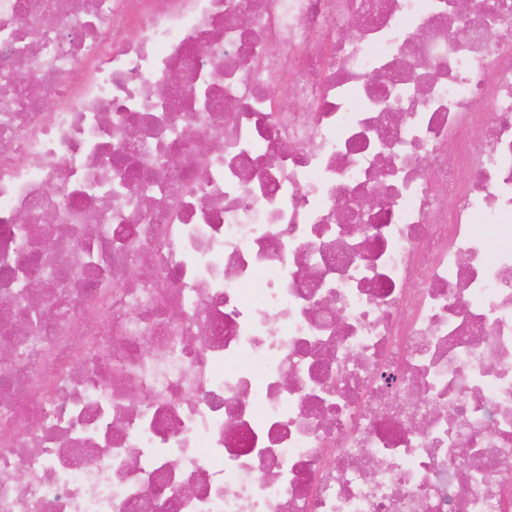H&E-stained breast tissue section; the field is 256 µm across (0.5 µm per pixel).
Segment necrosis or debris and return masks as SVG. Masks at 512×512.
Returning <instances> with one entry per match:
<instances>
[{"label": "necrosis or debris", "mask_w": 512, "mask_h": 512, "mask_svg": "<svg viewBox=\"0 0 512 512\" xmlns=\"http://www.w3.org/2000/svg\"><path fill=\"white\" fill-rule=\"evenodd\" d=\"M21 284L0 512H512V0H0Z\"/></svg>", "instance_id": "4bbe7bcc"}]
</instances>
